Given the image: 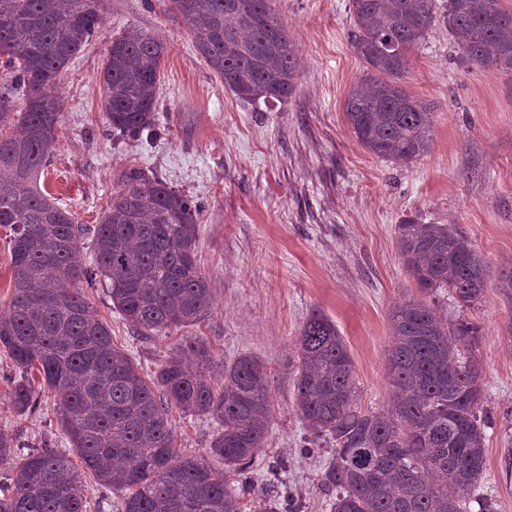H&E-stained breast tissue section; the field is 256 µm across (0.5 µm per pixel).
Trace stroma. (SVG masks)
Here are the masks:
<instances>
[{
  "mask_svg": "<svg viewBox=\"0 0 512 512\" xmlns=\"http://www.w3.org/2000/svg\"><path fill=\"white\" fill-rule=\"evenodd\" d=\"M298 44L300 79L291 98L254 105L225 88L164 0H105V21L60 73L63 118L40 186L93 225L118 173L140 167L196 197L197 263L214 289L211 313L178 336L207 342L215 363L262 359L269 373L271 426L249 471L255 489L274 485L303 512H330L319 476L331 456L302 451L294 406L296 339L312 312L335 323L354 362L362 404L387 399L385 352L391 305L413 290L399 260L395 228L412 220L455 224L494 273L486 298L467 316L481 328L475 355L484 370L486 470L477 494L494 512H512V309L498 272L512 269V74L462 63L444 26L411 53L404 86L433 112L430 152L400 167L351 134L345 100L365 71L351 45L350 0H271ZM143 28L170 46L160 66L158 123L151 142L115 144L105 134L101 70L113 38ZM115 343L153 374L172 338L145 344L109 306L86 291ZM13 369L0 356V430L23 446L67 447L54 399L18 417ZM184 454L208 447L213 421L173 410Z\"/></svg>",
  "mask_w": 512,
  "mask_h": 512,
  "instance_id": "stroma-1",
  "label": "stroma"
}]
</instances>
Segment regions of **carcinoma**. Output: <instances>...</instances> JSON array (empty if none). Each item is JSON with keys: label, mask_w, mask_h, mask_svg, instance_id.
<instances>
[{"label": "carcinoma", "mask_w": 512, "mask_h": 512, "mask_svg": "<svg viewBox=\"0 0 512 512\" xmlns=\"http://www.w3.org/2000/svg\"><path fill=\"white\" fill-rule=\"evenodd\" d=\"M224 86L255 105L285 101L299 78L295 41L270 0H165ZM351 41L367 73L345 101L357 141L406 166L426 154L432 112L403 87L410 53L448 28L468 65L512 72V9L501 0H351ZM104 0H0V227L9 230L12 297L0 311V351L16 377L15 415L51 392L72 450L44 445L13 463L0 512H87L78 468L125 492L124 512H243L247 474L269 434L268 371L242 354L220 365L204 341L183 338L144 378L92 313L84 287L106 288L112 309L149 342L195 326L213 288L197 264L200 205L127 168L95 228L40 189L63 101L57 79L104 22ZM167 44L148 29L112 39L101 71L106 135L115 143L158 135L159 65ZM25 108L18 112L16 104ZM12 126V131L3 128ZM406 276L417 288L389 313L388 401L362 406L353 361L336 325L313 312L296 341L295 407L312 448H334L320 476L331 512H468L483 478L480 327L463 315L485 298L490 268L450 224L397 225ZM89 259L79 262L82 249ZM450 295L460 315L437 313ZM216 424L206 453L176 447L172 409ZM19 447L0 431V461ZM81 466H76L71 454ZM219 460V469L211 461Z\"/></svg>", "instance_id": "1"}]
</instances>
